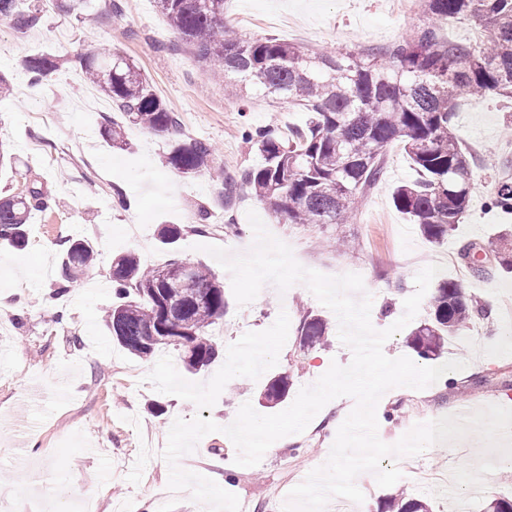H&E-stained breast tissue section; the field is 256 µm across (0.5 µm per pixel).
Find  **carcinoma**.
I'll use <instances>...</instances> for the list:
<instances>
[{
    "label": "carcinoma",
    "mask_w": 512,
    "mask_h": 512,
    "mask_svg": "<svg viewBox=\"0 0 512 512\" xmlns=\"http://www.w3.org/2000/svg\"><path fill=\"white\" fill-rule=\"evenodd\" d=\"M154 2L205 70L222 69L228 79L224 87L235 89V95L251 89L309 113L306 124L290 130L286 140L272 127L245 132L262 164L245 170L241 181L280 223H347L358 199L379 181L382 156L394 142L403 144L422 173L394 189V205L430 241H444L468 211L481 162L463 147L452 117L466 96L512 99V0H419L426 15L423 24L385 47L356 53H307L272 36L247 39L224 25V0ZM40 12L38 2L0 0V18L19 30L35 26ZM450 21L481 26L484 40L475 47L449 39ZM22 64L33 83L59 67L49 53L27 55ZM84 72L122 114V120L103 129L112 145L124 143L125 125H136L171 137L166 166L185 175L210 170L212 145L184 136L175 113L120 53L107 47L89 54ZM491 200L512 211V184L498 183ZM46 208L35 189L0 199V241L23 245L29 214ZM511 243L512 233L504 232L495 250L496 261L509 272ZM93 262L89 243L72 242L62 256L58 292H66ZM174 265L146 270L132 254L114 259L111 278L117 302L105 312L104 322L132 355L147 360L172 347L187 370L199 371L218 354L207 329L224 318V288L213 272L194 264L193 287L167 291L162 276ZM430 307L431 320L408 337V346L426 360L439 357L448 337L490 315L448 279L435 288ZM159 324L160 339L146 342L149 330ZM297 333L300 346L310 347L324 341L329 328L321 316L307 312ZM291 385L289 375L274 376L264 388V400L280 403ZM378 512H431V504L424 496L398 494L386 499Z\"/></svg>",
    "instance_id": "obj_1"
}]
</instances>
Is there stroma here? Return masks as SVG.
<instances>
[{"label":"stroma","instance_id":"35a3bbf8","mask_svg":"<svg viewBox=\"0 0 512 512\" xmlns=\"http://www.w3.org/2000/svg\"><path fill=\"white\" fill-rule=\"evenodd\" d=\"M88 0L84 14L46 7L36 26L18 33L0 19V73L14 86L0 100V144L14 157L0 169V196L43 192L46 210L32 211L25 247H0V484L14 489L17 512L35 505L42 512H76L92 499L97 512H207L189 492H169V466L162 457L175 419L202 416L235 418L243 403L272 414L261 394L266 378L237 377L228 382L212 408L198 410L188 400L155 390L147 379L152 361L134 357L113 342L103 322L115 299L109 288L110 265L119 255L135 253L142 266L173 259L209 267L225 285L227 310L208 333L219 351L245 333L269 328L279 313L292 327L276 372L292 377V392L313 384L331 363L348 365L352 351L338 336V319L306 287L286 292L265 284L250 304L238 305L229 273L206 246L239 253L253 242L247 218L255 211L268 231L287 243L304 267L329 276L356 273L373 298L375 329L390 327L404 313V300L416 289L423 267L440 265V278L461 283L469 299L491 305L489 319L473 322L448 341L444 360L464 361L463 370L442 376L422 390L397 387L380 399L378 436L397 442L419 423L489 404L512 407V351L483 346L473 334L512 336V272L488 259L484 273L468 271L460 252L474 245L490 251L512 211L489 203V191L512 177V100L499 97L462 100L453 125L469 151L486 163L474 180L473 202L441 244L427 240L392 200L397 185L416 179L403 148L391 146L382 162L381 179L358 203L350 224H280L254 198L238 188L225 201L224 186L206 175H183L168 168L167 138L126 126V145L106 142L100 127L115 118L112 104L95 112L85 100L82 59L112 46L134 63L152 90L181 122L190 137L207 139L213 163L234 174L258 166L261 157L241 136L242 126H276L281 134L305 124L308 115L276 97L229 95L223 83L207 79L194 50L182 43L158 12L154 0ZM225 23L248 37L274 36L302 50H361L390 44L419 21L418 12L403 13L393 0H225ZM49 52L59 68L40 85L38 95L25 86V54ZM207 222L206 234L194 231ZM130 224L141 225L142 241L126 236ZM182 227L181 238L162 243V225ZM358 241L352 252L319 248L320 237ZM87 241L97 254L66 293H58V276L66 241ZM322 316L330 327L323 345L304 349L295 332L305 312ZM355 406L352 397L327 403L300 434L265 454L255 466L236 465L237 450L223 433L204 436L180 466L200 471L238 498L251 497L279 506L283 482H303L323 465L339 424ZM426 470H449L478 478L448 489L417 484L404 474L395 487L382 488L374 475L356 484L363 504L332 498L327 512H378L392 492L429 497L435 512H481L486 500L512 495V462L488 451L476 433L440 443L412 459Z\"/></svg>","mask_w":512,"mask_h":512}]
</instances>
